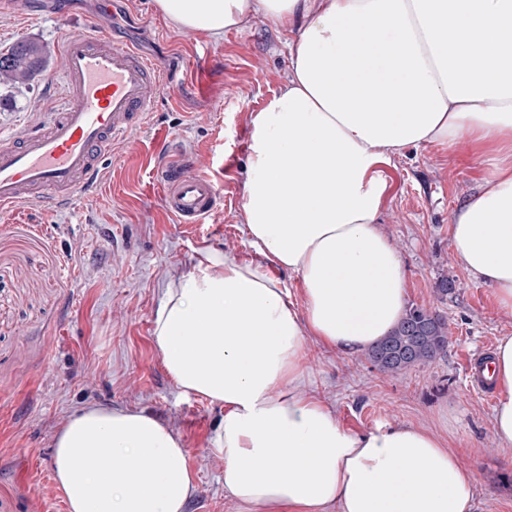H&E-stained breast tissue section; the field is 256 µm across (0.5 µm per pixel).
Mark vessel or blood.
<instances>
[{
  "instance_id": "obj_1",
  "label": "vessel or blood",
  "mask_w": 512,
  "mask_h": 512,
  "mask_svg": "<svg viewBox=\"0 0 512 512\" xmlns=\"http://www.w3.org/2000/svg\"><path fill=\"white\" fill-rule=\"evenodd\" d=\"M63 55L65 102L22 141L0 135V211L20 203L74 200L94 181L113 145L149 117L155 95L169 79L131 43L115 38L108 26L92 34L73 31ZM167 211L190 227L214 211L218 192L205 174L186 164L156 170ZM487 361L468 365L471 386L490 395Z\"/></svg>"
}]
</instances>
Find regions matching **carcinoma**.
Returning a JSON list of instances; mask_svg holds the SVG:
<instances>
[{
    "instance_id": "cac0c4a2",
    "label": "carcinoma",
    "mask_w": 512,
    "mask_h": 512,
    "mask_svg": "<svg viewBox=\"0 0 512 512\" xmlns=\"http://www.w3.org/2000/svg\"><path fill=\"white\" fill-rule=\"evenodd\" d=\"M44 47L20 41L0 54V80L24 83L41 70ZM448 353V320L436 311L411 307L379 344L366 352L367 360L382 373L398 374L429 365Z\"/></svg>"
}]
</instances>
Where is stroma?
Returning a JSON list of instances; mask_svg holds the SVG:
<instances>
[{"instance_id":"35a3bbf8","label":"stroma","mask_w":512,"mask_h":512,"mask_svg":"<svg viewBox=\"0 0 512 512\" xmlns=\"http://www.w3.org/2000/svg\"><path fill=\"white\" fill-rule=\"evenodd\" d=\"M101 24L131 40L177 90L156 95L145 124L117 142L97 184L72 204H21L0 212V512H68L53 479L52 436L88 404L146 411L181 438L195 487L186 512H239L212 447L224 408L181 395L164 368L154 321L166 285L205 249L253 257L242 196L251 119L291 71L289 31L247 15L220 41L163 18L155 0H0V53L20 41L47 50L41 73L0 85V134L24 138L58 102L66 26ZM188 157L221 199L205 223L186 229L164 206L156 165ZM464 140L407 149L384 169L379 222L407 269L406 304L448 320V354L401 374L365 355L309 346L311 388L352 431L410 424L459 450L476 479V512H512V453L492 431L493 398L468 384L471 355L512 335V311L459 262L450 226L491 170ZM456 281L448 297L441 277Z\"/></svg>"}]
</instances>
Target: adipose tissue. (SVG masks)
Returning <instances> with one entry per match:
<instances>
[{"instance_id":"ef3b65f1","label":"adipose tissue","mask_w":512,"mask_h":512,"mask_svg":"<svg viewBox=\"0 0 512 512\" xmlns=\"http://www.w3.org/2000/svg\"><path fill=\"white\" fill-rule=\"evenodd\" d=\"M222 38L252 12L295 29L292 77L251 121L242 208L254 257L202 251L171 281L156 345L181 394L224 408L212 445L240 512H474L475 478L431 431H351L306 389L308 340L364 353L404 314L407 272L378 224L382 166L468 139L501 153L451 226L455 254L512 309V0H157ZM485 54L469 49L473 30ZM369 40L364 55L352 46ZM365 99L382 112L362 110ZM296 274L295 304L277 270ZM493 432L512 447V336L492 357ZM68 512H185L187 450L153 415L80 408L53 436Z\"/></svg>"}]
</instances>
